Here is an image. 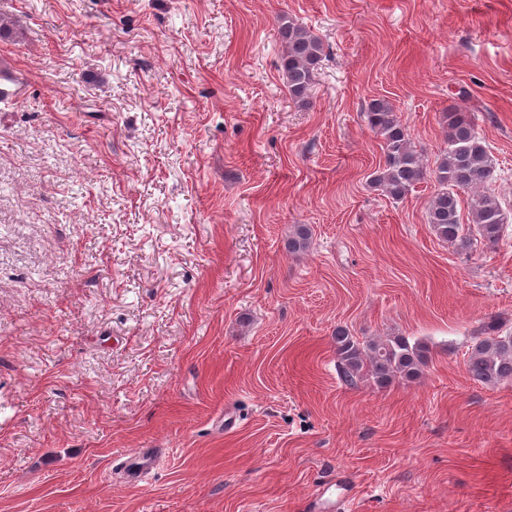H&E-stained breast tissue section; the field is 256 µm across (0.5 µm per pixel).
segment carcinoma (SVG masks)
Wrapping results in <instances>:
<instances>
[{
    "mask_svg": "<svg viewBox=\"0 0 512 512\" xmlns=\"http://www.w3.org/2000/svg\"><path fill=\"white\" fill-rule=\"evenodd\" d=\"M278 25L282 44L280 69L291 96L304 102L314 83L324 45L285 14L278 17ZM364 117L367 126L382 139L384 158L370 184L394 200L402 199L427 175L421 155L387 100H371ZM447 119L448 148L432 169L440 189L429 202L428 223L440 239L458 250L470 249L471 236L475 234L487 245L495 246L504 233L505 216L499 199L488 191L495 179L494 159L479 137L471 115L450 111ZM468 190L473 196L466 226L460 218L458 192ZM308 243L309 229L299 224L288 240V251H303ZM333 339L338 375L349 386L367 377L382 387L396 379L414 380L426 364L425 347L406 336L361 341L347 328L338 327ZM467 368L474 380L486 386L511 381L512 334L502 332V325L495 320L484 323L471 346Z\"/></svg>",
    "mask_w": 512,
    "mask_h": 512,
    "instance_id": "carcinoma-1",
    "label": "carcinoma"
}]
</instances>
